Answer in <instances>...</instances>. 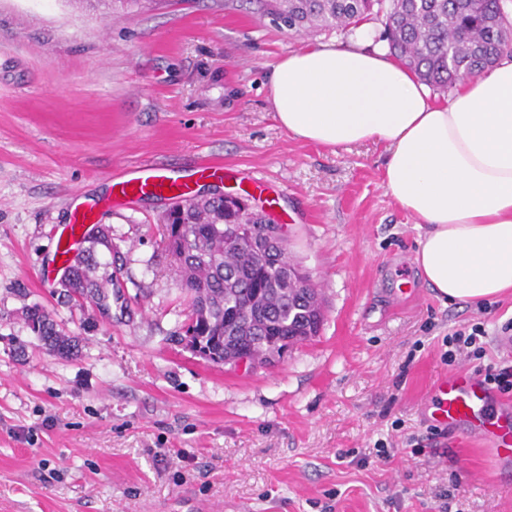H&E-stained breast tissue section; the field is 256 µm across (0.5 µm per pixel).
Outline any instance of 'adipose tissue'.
Returning a JSON list of instances; mask_svg holds the SVG:
<instances>
[{
    "label": "adipose tissue",
    "instance_id": "1",
    "mask_svg": "<svg viewBox=\"0 0 512 512\" xmlns=\"http://www.w3.org/2000/svg\"><path fill=\"white\" fill-rule=\"evenodd\" d=\"M279 124L325 147L384 145V186L427 229L428 287L480 303L512 290V57L438 101L386 50L345 43L289 53L268 74Z\"/></svg>",
    "mask_w": 512,
    "mask_h": 512
}]
</instances>
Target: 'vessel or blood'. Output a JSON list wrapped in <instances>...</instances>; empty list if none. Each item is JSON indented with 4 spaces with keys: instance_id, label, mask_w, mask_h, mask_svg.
I'll return each instance as SVG.
<instances>
[{
    "instance_id": "1",
    "label": "vessel or blood",
    "mask_w": 512,
    "mask_h": 512,
    "mask_svg": "<svg viewBox=\"0 0 512 512\" xmlns=\"http://www.w3.org/2000/svg\"><path fill=\"white\" fill-rule=\"evenodd\" d=\"M224 166L217 161H204L194 173H176L153 162L143 161L112 178L109 201L117 207H129L144 198L164 200L186 199L194 177L217 175ZM96 217L91 206H80L71 212L58 248L59 258H66L69 245L81 237L85 224ZM426 404L434 420L449 429L463 428L498 456H512V411L504 407L495 388L468 369L455 370L442 377L429 391Z\"/></svg>"
}]
</instances>
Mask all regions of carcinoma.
<instances>
[{"label": "carcinoma", "mask_w": 512, "mask_h": 512, "mask_svg": "<svg viewBox=\"0 0 512 512\" xmlns=\"http://www.w3.org/2000/svg\"><path fill=\"white\" fill-rule=\"evenodd\" d=\"M246 3L259 18L269 17L289 31L347 36L372 16L383 30L375 40L419 79L446 92L460 80L477 77L512 54V21L501 0H224V8ZM146 0H79L86 8L114 14L139 12ZM167 254L180 255V288L188 303L184 326L209 347L216 364L224 353L241 349L275 360L280 350L271 339H290L311 326L319 329L323 312L312 285L288 287L296 264L287 249L271 256L239 245L224 235L229 224H265L262 215L245 213L234 201H180L165 212ZM69 289L81 298H108L112 274L97 276V262L80 255ZM25 321L37 339L61 357L77 352L68 336L43 309L26 310Z\"/></svg>", "instance_id": "cac0c4a2"}]
</instances>
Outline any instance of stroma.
<instances>
[{
  "label": "stroma",
  "instance_id": "stroma-1",
  "mask_svg": "<svg viewBox=\"0 0 512 512\" xmlns=\"http://www.w3.org/2000/svg\"><path fill=\"white\" fill-rule=\"evenodd\" d=\"M327 34H289L224 0L132 15L0 0V512H512V463L431 433L422 398L445 336L483 324L485 363L512 295L451 302L413 260L417 219L385 191L383 145L327 148L274 117L267 74ZM224 164V188L272 200L324 323L279 362L216 365L178 340L188 313L163 202L107 208L112 310L53 273L76 204L142 160ZM42 307L80 356L43 346Z\"/></svg>",
  "mask_w": 512,
  "mask_h": 512
}]
</instances>
